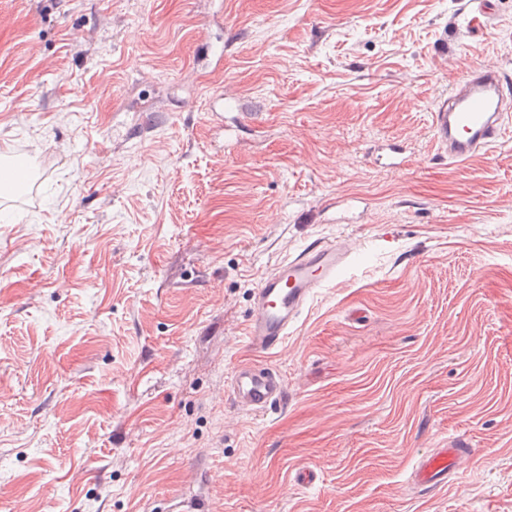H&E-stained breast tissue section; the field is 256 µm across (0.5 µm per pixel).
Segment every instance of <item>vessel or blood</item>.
<instances>
[{"mask_svg": "<svg viewBox=\"0 0 512 512\" xmlns=\"http://www.w3.org/2000/svg\"><path fill=\"white\" fill-rule=\"evenodd\" d=\"M431 128L435 145L455 163L497 143L512 132V76L498 68L471 67L432 110ZM353 252L346 241L317 240L264 276L246 326L251 350L258 355L276 350L317 288L335 281ZM229 396L238 409L257 413L285 403L288 391L271 366L241 361L230 372ZM472 454L471 448L456 445L435 449L420 457L411 480L438 488Z\"/></svg>", "mask_w": 512, "mask_h": 512, "instance_id": "1", "label": "vessel or blood"}]
</instances>
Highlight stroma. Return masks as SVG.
<instances>
[{"label": "stroma", "mask_w": 512, "mask_h": 512, "mask_svg": "<svg viewBox=\"0 0 512 512\" xmlns=\"http://www.w3.org/2000/svg\"><path fill=\"white\" fill-rule=\"evenodd\" d=\"M478 4L0 0V512H512V136L454 164L430 130L512 76V0ZM345 237L267 359L287 407L235 408L262 277ZM474 454L473 448L453 445L451 448H437L422 455L411 472V480L424 489H435L448 483V476L465 459Z\"/></svg>", "instance_id": "stroma-1"}]
</instances>
